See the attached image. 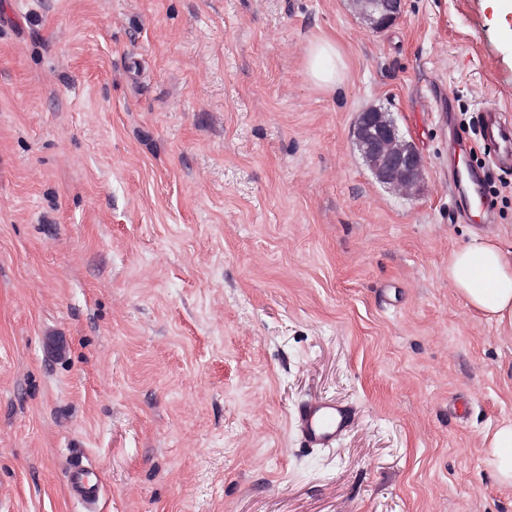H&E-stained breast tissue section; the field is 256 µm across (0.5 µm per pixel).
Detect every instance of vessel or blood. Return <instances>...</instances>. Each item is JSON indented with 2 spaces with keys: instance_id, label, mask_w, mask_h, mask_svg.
<instances>
[{
  "instance_id": "1",
  "label": "vessel or blood",
  "mask_w": 512,
  "mask_h": 512,
  "mask_svg": "<svg viewBox=\"0 0 512 512\" xmlns=\"http://www.w3.org/2000/svg\"><path fill=\"white\" fill-rule=\"evenodd\" d=\"M478 133L494 145L499 157L512 160V121L500 109L491 107L479 113ZM355 411L321 398L307 400L299 409L296 426L304 441L314 448L332 446L347 431ZM91 471L82 465L71 466L66 481L71 492L86 502H93L100 486L90 479Z\"/></svg>"
}]
</instances>
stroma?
I'll list each match as a JSON object with an SVG mask.
<instances>
[{
  "label": "stroma",
  "instance_id": "1",
  "mask_svg": "<svg viewBox=\"0 0 512 512\" xmlns=\"http://www.w3.org/2000/svg\"><path fill=\"white\" fill-rule=\"evenodd\" d=\"M512 14L404 0H0V512H512L486 437L512 420V331L452 251L512 257V167L485 223L452 145L512 118ZM333 40L342 82L306 75ZM425 165L379 183L357 112ZM356 407L330 448L291 418ZM91 465L101 492L64 482ZM355 13L372 31L393 24L401 14L402 0H349ZM333 59H336V44L332 40L320 38L310 44L306 58L307 75L316 85L328 90H335L340 83L336 79V66L326 65ZM353 134L358 150L380 182L406 196L419 192L424 160L403 138L389 112L380 108L359 112ZM91 474L96 476L91 469L79 464L71 466L66 473L67 485L71 492L89 503L96 500L100 491L98 479L92 483Z\"/></svg>",
  "mask_w": 512,
  "mask_h": 512
}]
</instances>
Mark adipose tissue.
Segmentation results:
<instances>
[{
    "label": "adipose tissue",
    "instance_id": "1",
    "mask_svg": "<svg viewBox=\"0 0 512 512\" xmlns=\"http://www.w3.org/2000/svg\"><path fill=\"white\" fill-rule=\"evenodd\" d=\"M335 57L332 40L320 38L310 44L306 71L316 85L336 88ZM448 279L470 307L512 330V260L497 244L476 238L454 250L448 259ZM487 446V465L494 477L501 485L512 486V421L499 425Z\"/></svg>",
    "mask_w": 512,
    "mask_h": 512
}]
</instances>
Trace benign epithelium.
Listing matches in <instances>:
<instances>
[{"mask_svg": "<svg viewBox=\"0 0 512 512\" xmlns=\"http://www.w3.org/2000/svg\"><path fill=\"white\" fill-rule=\"evenodd\" d=\"M355 13L372 31L393 24L401 14L402 0H350ZM353 134L358 150L376 178L401 194L419 192L424 160L406 141L390 113L367 108L356 116Z\"/></svg>", "mask_w": 512, "mask_h": 512, "instance_id": "1", "label": "benign epithelium"}]
</instances>
